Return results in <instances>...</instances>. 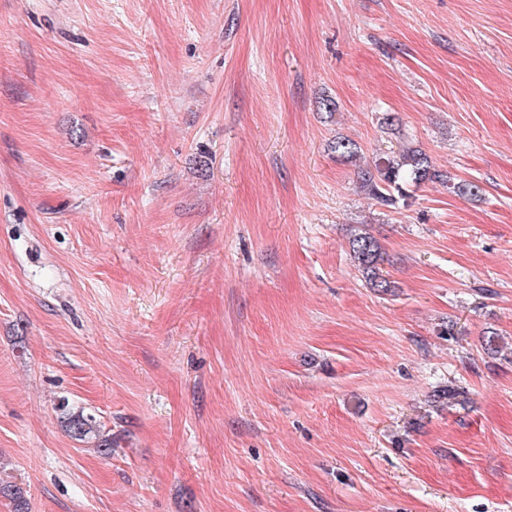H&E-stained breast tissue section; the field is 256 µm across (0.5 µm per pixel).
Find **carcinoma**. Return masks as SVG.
<instances>
[{
    "instance_id": "1",
    "label": "carcinoma",
    "mask_w": 512,
    "mask_h": 512,
    "mask_svg": "<svg viewBox=\"0 0 512 512\" xmlns=\"http://www.w3.org/2000/svg\"><path fill=\"white\" fill-rule=\"evenodd\" d=\"M336 158L349 161L358 153L357 144L348 138H337L331 145ZM357 182L361 191L376 199L382 205L394 207L409 198L408 188L426 183H439L449 191L476 198L481 188L473 182L455 180L448 172L438 169L431 157L420 147L408 143L397 152L380 155L360 167ZM354 262L371 287L381 293H388L394 282L383 274L384 252L378 240L364 230L354 234L351 240ZM68 432L77 440H95L96 451L103 456L112 455V439L101 432L92 415L72 412L66 403L58 406ZM0 498L10 501L14 512H29L28 499L23 488L13 481L0 478Z\"/></svg>"
}]
</instances>
